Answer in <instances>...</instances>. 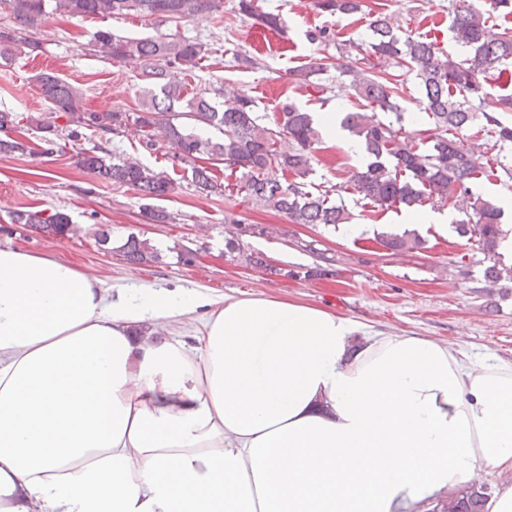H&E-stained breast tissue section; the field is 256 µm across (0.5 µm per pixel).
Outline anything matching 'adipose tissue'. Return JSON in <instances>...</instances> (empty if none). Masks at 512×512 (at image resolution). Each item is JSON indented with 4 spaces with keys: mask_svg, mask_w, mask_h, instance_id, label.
Listing matches in <instances>:
<instances>
[{
    "mask_svg": "<svg viewBox=\"0 0 512 512\" xmlns=\"http://www.w3.org/2000/svg\"><path fill=\"white\" fill-rule=\"evenodd\" d=\"M490 473L512 512V363L0 247V512H431Z\"/></svg>",
    "mask_w": 512,
    "mask_h": 512,
    "instance_id": "1",
    "label": "adipose tissue"
}]
</instances>
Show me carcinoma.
<instances>
[{"mask_svg": "<svg viewBox=\"0 0 512 512\" xmlns=\"http://www.w3.org/2000/svg\"><path fill=\"white\" fill-rule=\"evenodd\" d=\"M15 28L0 31V59L32 54L39 43L30 32L54 15L151 17L157 22H178L218 11L223 0H10ZM313 6L329 16L364 14L371 41L368 47L356 42L338 43L348 63L340 75L349 79L351 97L365 107L350 111L341 125L364 148L368 162L351 172L347 181L320 188L307 182L313 173L312 161L322 150V137L312 113L292 103L281 106L275 127L263 123L256 101L237 96L219 87L213 96L201 92L188 95L180 75L197 68L205 57L204 44L164 34L156 38L117 37L109 30L94 34L96 52L115 62H140L145 83L143 99L134 112L112 110L86 111L83 93L52 73L37 77L40 93L53 112H61L78 129L117 132L133 124L142 133L145 147L158 140L174 150L173 157L192 162L202 156L221 161L230 172H240L236 187L253 204L285 215L294 224L323 225L338 228L353 218L343 195L354 204L369 201L383 211L413 208L428 201L432 206L458 209L462 218L454 225L460 237L467 238L484 254L490 265L484 280L493 287L512 280V265H505L499 252L505 238L502 209L494 201L473 192L472 185L498 171L512 179V165L505 163L512 153V124L489 115L482 103L489 89L508 71L512 62V28L498 30L494 18L512 16V0H483L475 6L471 0H453L449 24L452 41L466 54L457 56L404 30L398 20L383 11L364 10L365 0H314ZM239 11L254 15L272 30L281 26L279 15L259 10L257 0H238ZM329 69L327 58H313L292 71L294 82L305 89L310 77ZM413 76L422 92L420 103L429 121L439 133L417 142L405 131L404 112L397 102L403 77ZM394 115L381 119L378 112ZM485 123L479 130L492 140L493 159L484 162L468 149L461 132ZM202 125L217 130L218 137L204 136ZM288 148L278 147L282 139ZM30 150L21 138H0V153L24 154ZM77 165L115 186L131 187L144 199L168 194L173 184L168 174L155 171L117 147L110 151L88 150L80 153ZM195 190L209 195L226 185L214 179L206 167L192 171ZM336 193L339 202L331 200ZM145 223L166 224L170 214L148 204L141 210ZM16 224L54 238L64 239L77 233V225L62 211L44 217L39 211L19 212ZM248 227L236 220L228 222L227 246L240 249L239 235ZM379 243L396 253L420 250L425 240L419 235L383 233ZM131 266L157 259L148 240L129 234L115 247ZM489 498L487 488H467L451 496L444 512H484Z\"/></svg>", "mask_w": 512, "mask_h": 512, "instance_id": "carcinoma-1", "label": "carcinoma"}]
</instances>
